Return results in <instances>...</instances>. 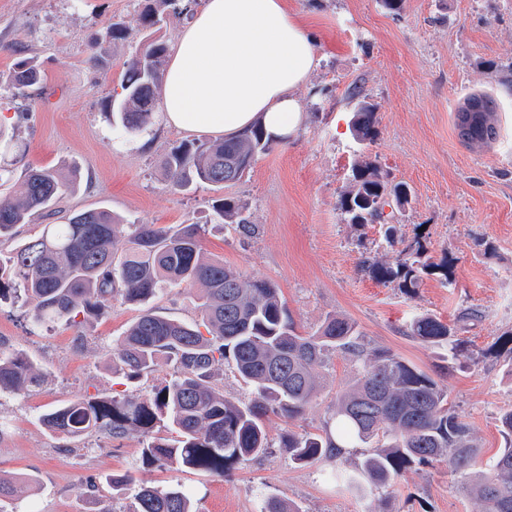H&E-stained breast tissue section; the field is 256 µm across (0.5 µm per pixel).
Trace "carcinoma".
<instances>
[{
    "mask_svg": "<svg viewBox=\"0 0 512 512\" xmlns=\"http://www.w3.org/2000/svg\"><path fill=\"white\" fill-rule=\"evenodd\" d=\"M156 0L134 19L141 48L130 59L122 79L123 95L108 111L125 129L143 131L153 124L157 94L168 48L156 33L165 20ZM41 80L30 60L17 62L11 81L19 94ZM466 101L483 103L480 112H458L457 127L466 140L488 143L497 130L492 101L473 94ZM355 138L372 143L380 131L376 106L355 110ZM273 142L260 128L204 143H186L170 152L164 166L171 186L192 183L222 188L238 182L255 157ZM67 189L56 166L27 169L15 200H0V239L26 224L37 212H48ZM411 191L388 180L378 164L364 160L340 192L338 208L353 225L380 224L384 206L399 209L410 203ZM220 216L246 236L256 225L243 217L232 198L220 204ZM419 241L405 245L392 264L363 261L378 280L396 281L405 293L418 286L420 274L432 267L421 261ZM203 288L201 322L183 323L146 311L126 330L112 353V369L135 383L162 363L176 368L173 379L146 394L83 395L45 413L41 421L58 435L82 438L96 432L142 437L141 460L146 465L186 468L222 477L236 466L269 452L273 444L263 419L276 412L293 419L318 391L316 369L327 353L343 351L363 362L354 383L336 397V438L290 432L279 443L297 464H309L338 454L355 443L374 446L360 474L345 477L359 489L388 486L408 469L444 460L457 470H469V491L481 498L483 512H512V410L501 417L506 446L490 472L471 470L479 455L472 428L448 406L447 391L424 371L391 353H366L353 323L329 316L312 334L296 332L279 289L252 279L208 257L197 226L156 228L139 224L124 237L120 222L106 210L71 215L65 224H49L42 236L0 259V302L24 296L32 302L36 325L64 321L79 325L99 315L115 299L145 304L167 287ZM410 335L424 344L448 350L457 358L461 344L450 325L431 314L417 317ZM232 361L238 375L253 388L248 404L232 401L214 383L224 362ZM42 373L23 352L0 344V392L27 393ZM175 434L158 435L160 428ZM133 512H194L177 488H142Z\"/></svg>",
    "mask_w": 512,
    "mask_h": 512,
    "instance_id": "1",
    "label": "carcinoma"
}]
</instances>
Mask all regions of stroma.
<instances>
[{
    "mask_svg": "<svg viewBox=\"0 0 512 512\" xmlns=\"http://www.w3.org/2000/svg\"><path fill=\"white\" fill-rule=\"evenodd\" d=\"M316 38L320 65L296 96L300 130L257 156L239 182L215 190L195 183L171 189L163 160L172 148L202 140L199 132L162 119L125 132L106 112L122 92L138 33L111 40L105 29L128 25L148 0H0V157L12 169L0 198L22 190L26 168L76 172L53 216L37 214L0 242V255L40 237L46 224L74 212L105 209L133 225H197L204 252L244 275L274 283L298 332H315L331 315L353 322L366 348L390 352L429 374L473 429L480 466L490 471L503 439L499 417L512 409V88L501 74L512 66V0H403L388 11L381 0H286ZM34 59L39 85L18 94V61ZM377 107L380 135L355 139L353 90ZM492 98L497 137L467 144L455 125L465 97ZM374 160L390 181L407 183L412 203L395 210L396 240L420 239L431 267L406 294L363 271L365 259L394 262L386 225L346 223L337 207L353 166ZM240 202L254 236L240 234L215 212L216 200ZM200 292L167 288L149 304L113 301L82 326H36L24 300L0 303V343L25 352L44 380L25 395L0 393V473L21 484L0 512H132L140 488L178 487L197 512H264L268 498L300 512H482L467 479L437 462L407 470L393 486L361 492L336 485V470L360 468L367 448L297 465L279 443L288 432H335L336 395L358 375L351 355L331 353L318 372L319 392L296 418L270 413L264 426L274 448L227 475L209 476L142 463L141 438L93 434L70 439L40 421L76 397L145 392L170 380L164 364L129 383L112 370V351L145 310L186 323L200 321ZM449 323L463 344L453 371L443 352L409 334L416 317ZM131 474L124 491L109 479ZM95 500L81 497L86 480Z\"/></svg>",
    "mask_w": 512,
    "mask_h": 512,
    "instance_id": "35a3bbf8",
    "label": "stroma"
}]
</instances>
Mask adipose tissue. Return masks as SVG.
Masks as SVG:
<instances>
[{"instance_id": "1", "label": "adipose tissue", "mask_w": 512, "mask_h": 512, "mask_svg": "<svg viewBox=\"0 0 512 512\" xmlns=\"http://www.w3.org/2000/svg\"><path fill=\"white\" fill-rule=\"evenodd\" d=\"M315 40L285 0H205L169 61L166 125L235 136L254 125L282 140L304 115L295 91L318 68Z\"/></svg>"}]
</instances>
